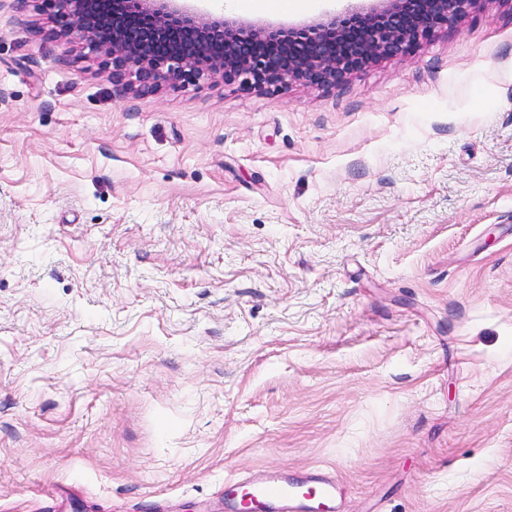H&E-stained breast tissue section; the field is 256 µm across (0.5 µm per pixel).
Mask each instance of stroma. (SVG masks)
Wrapping results in <instances>:
<instances>
[{
  "label": "stroma",
  "instance_id": "obj_1",
  "mask_svg": "<svg viewBox=\"0 0 512 512\" xmlns=\"http://www.w3.org/2000/svg\"><path fill=\"white\" fill-rule=\"evenodd\" d=\"M53 27L0 0V512L317 468L344 512H512V0L275 92L136 93Z\"/></svg>",
  "mask_w": 512,
  "mask_h": 512
}]
</instances>
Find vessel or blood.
<instances>
[{"instance_id": "vessel-or-blood-1", "label": "vessel or blood", "mask_w": 512, "mask_h": 512, "mask_svg": "<svg viewBox=\"0 0 512 512\" xmlns=\"http://www.w3.org/2000/svg\"><path fill=\"white\" fill-rule=\"evenodd\" d=\"M221 496L226 512H236L241 500L253 512H337L341 485L329 473L295 479L273 472L260 480L249 476L226 479Z\"/></svg>"}]
</instances>
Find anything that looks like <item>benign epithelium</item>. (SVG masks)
<instances>
[{
	"label": "benign epithelium",
	"instance_id": "1",
	"mask_svg": "<svg viewBox=\"0 0 512 512\" xmlns=\"http://www.w3.org/2000/svg\"><path fill=\"white\" fill-rule=\"evenodd\" d=\"M57 36L79 42L142 90L165 82L221 78L244 89L293 83L339 85L369 63L410 50L439 25L451 26L488 0H370L327 12L301 27L250 28L189 0H44Z\"/></svg>",
	"mask_w": 512,
	"mask_h": 512
}]
</instances>
